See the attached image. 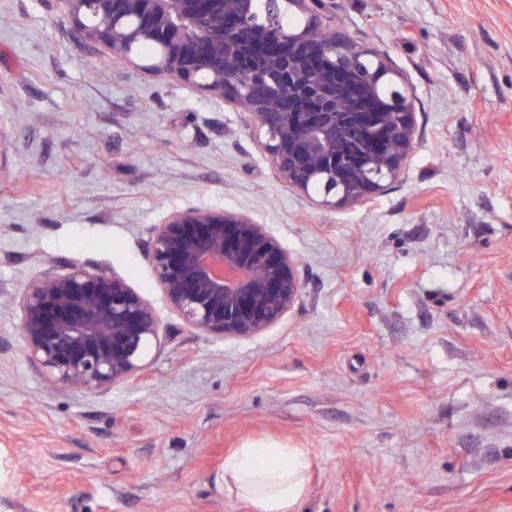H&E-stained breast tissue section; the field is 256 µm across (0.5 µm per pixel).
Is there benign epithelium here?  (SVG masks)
I'll use <instances>...</instances> for the list:
<instances>
[{
	"label": "benign epithelium",
	"instance_id": "1",
	"mask_svg": "<svg viewBox=\"0 0 512 512\" xmlns=\"http://www.w3.org/2000/svg\"><path fill=\"white\" fill-rule=\"evenodd\" d=\"M74 27L112 56L165 79L197 85L250 114L262 149L289 187L334 206L382 192L414 142L412 102L374 105L393 77L387 60L325 25L318 0H60ZM303 25L277 41L258 32L285 8ZM146 32L164 48L142 62L133 51ZM147 260L183 325L221 339L255 336L299 300L297 262L262 224L242 213L185 209L153 225ZM26 356L56 386L94 392L132 379L159 339L152 304L115 274L55 258L20 295Z\"/></svg>",
	"mask_w": 512,
	"mask_h": 512
}]
</instances>
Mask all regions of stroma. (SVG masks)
Returning a JSON list of instances; mask_svg holds the SVG:
<instances>
[{
	"label": "stroma",
	"mask_w": 512,
	"mask_h": 512,
	"mask_svg": "<svg viewBox=\"0 0 512 512\" xmlns=\"http://www.w3.org/2000/svg\"><path fill=\"white\" fill-rule=\"evenodd\" d=\"M385 52L416 139L367 203L288 188L252 120L112 58L61 0H0V512H252L249 444L302 449L297 512H512V0H323ZM188 207L250 215L298 262L279 324L221 340L145 258ZM117 274L167 328L144 372L48 387L9 301L49 259Z\"/></svg>",
	"instance_id": "1"
}]
</instances>
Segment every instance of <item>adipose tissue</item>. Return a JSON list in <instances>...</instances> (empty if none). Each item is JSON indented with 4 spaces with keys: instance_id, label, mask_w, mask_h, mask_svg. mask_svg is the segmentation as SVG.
<instances>
[{
    "instance_id": "adipose-tissue-1",
    "label": "adipose tissue",
    "mask_w": 512,
    "mask_h": 512,
    "mask_svg": "<svg viewBox=\"0 0 512 512\" xmlns=\"http://www.w3.org/2000/svg\"><path fill=\"white\" fill-rule=\"evenodd\" d=\"M309 461L299 450L247 446L224 460V488L252 512H295L306 494Z\"/></svg>"
}]
</instances>
